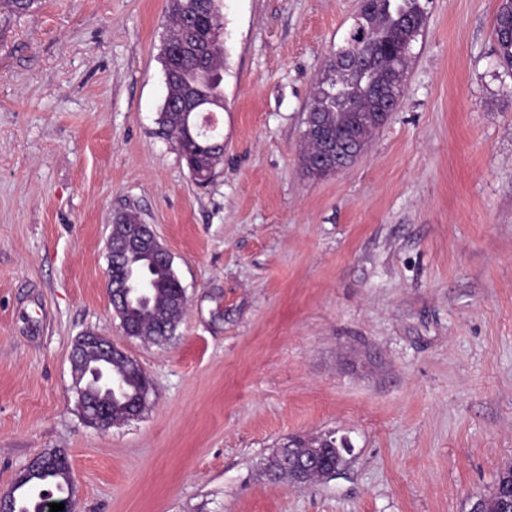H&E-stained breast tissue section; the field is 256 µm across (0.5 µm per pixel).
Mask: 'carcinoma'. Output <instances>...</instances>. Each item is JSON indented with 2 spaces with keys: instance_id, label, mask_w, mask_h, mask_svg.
Returning <instances> with one entry per match:
<instances>
[{
  "instance_id": "carcinoma-1",
  "label": "carcinoma",
  "mask_w": 512,
  "mask_h": 512,
  "mask_svg": "<svg viewBox=\"0 0 512 512\" xmlns=\"http://www.w3.org/2000/svg\"><path fill=\"white\" fill-rule=\"evenodd\" d=\"M166 40L180 46L176 61L162 62L168 77L169 99L164 104L158 124L162 133L174 138L188 168L200 178L212 177L224 151L213 147L205 126L194 117H184L177 101L185 87L193 88L198 111L212 113L224 101L222 71L224 43L217 41L201 53L193 51L196 28L213 31L223 28L217 0H168ZM421 0H371L370 10L355 20L344 45L328 58L324 73L315 83L307 110L306 124L318 126L332 138L344 140L351 135L368 142L382 126L376 93L385 92L394 107L402 98V82L413 42L426 25ZM512 4L502 0L493 27L498 65L512 72ZM320 142L315 135L304 138L302 164L307 174L317 167ZM140 223L129 212L113 216L112 231L125 233V226ZM125 299L122 311L138 332L139 338L155 343L169 340L182 314V285L174 267L161 263L143 252L134 241L112 256V300ZM150 379L129 360L116 358L103 368L102 375L89 387V396L103 398L112 416V424L129 419L134 404L144 410ZM295 448H281L271 453L265 463L267 476L274 481L299 479L311 485L323 473L336 468V458H345L343 444L332 433L294 438ZM70 466L65 454L54 452V462L44 468H32L17 477L10 488L12 512H46L43 495L53 488L59 494L70 493ZM512 487V466L502 469L492 487L481 495L480 512H502L503 490Z\"/></svg>"
}]
</instances>
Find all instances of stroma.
Masks as SVG:
<instances>
[{"label":"stroma","mask_w":512,"mask_h":512,"mask_svg":"<svg viewBox=\"0 0 512 512\" xmlns=\"http://www.w3.org/2000/svg\"><path fill=\"white\" fill-rule=\"evenodd\" d=\"M400 107L315 180L313 86L358 0H220L224 156L196 185L157 119L167 0L0 9V492L64 453L74 512H469L512 465V74L499 0H421ZM174 256L172 338L124 336L115 213ZM94 331L152 388L87 426L70 356ZM353 446L340 474L271 482L291 435ZM507 1H511V3ZM511 4L512 0H503L499 4L493 27L498 65L510 72H512ZM505 25L507 28L504 27ZM304 139V146L302 151V164L303 168L305 169L306 173L314 178H317L312 174V171L319 166L322 169H325V171L329 172L330 174H334L338 172L339 170L347 167V165L343 163H332L331 159L334 155H336V160L341 158L342 154L346 151V153L350 154H356L360 155L361 150H359V147H355L351 151L348 150L347 146H341L336 142L334 144L330 140H326L321 145V151H320V163L317 165V155L320 149V142L315 135L311 136H305L303 135Z\"/></svg>","instance_id":"1"}]
</instances>
